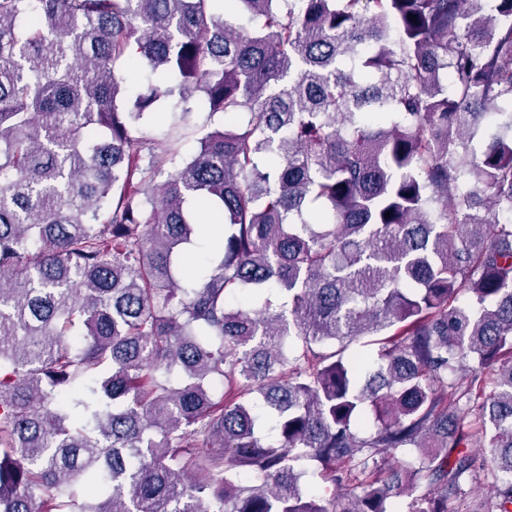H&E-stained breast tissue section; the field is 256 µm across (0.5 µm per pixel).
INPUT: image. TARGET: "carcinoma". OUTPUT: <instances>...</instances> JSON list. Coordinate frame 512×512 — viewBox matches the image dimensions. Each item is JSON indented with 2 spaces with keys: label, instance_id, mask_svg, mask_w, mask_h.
I'll return each mask as SVG.
<instances>
[{
  "label": "carcinoma",
  "instance_id": "cac0c4a2",
  "mask_svg": "<svg viewBox=\"0 0 512 512\" xmlns=\"http://www.w3.org/2000/svg\"><path fill=\"white\" fill-rule=\"evenodd\" d=\"M404 495L512 512V0H0V512ZM176 100L162 99L154 112L142 121V131L156 140L164 141L181 136V157L195 153L199 141L208 132L224 126V114H211L199 103L190 105L192 111L182 117L181 107H175Z\"/></svg>",
  "mask_w": 512,
  "mask_h": 512
}]
</instances>
